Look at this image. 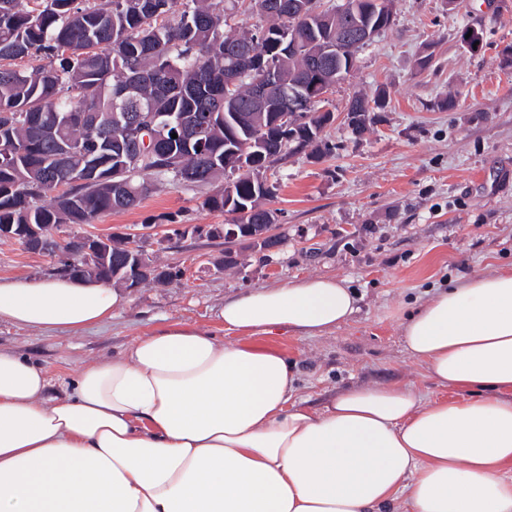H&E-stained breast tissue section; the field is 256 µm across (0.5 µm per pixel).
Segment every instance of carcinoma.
<instances>
[{
    "label": "carcinoma",
    "mask_w": 512,
    "mask_h": 512,
    "mask_svg": "<svg viewBox=\"0 0 512 512\" xmlns=\"http://www.w3.org/2000/svg\"><path fill=\"white\" fill-rule=\"evenodd\" d=\"M0 5V224H90L137 206L164 181L207 185L237 176L202 202L239 214V236L267 230L276 185L242 171L240 160L268 168L313 148L334 121L322 110V71L349 72L356 52L336 53V34L359 22L392 16L391 0H14ZM266 25L228 28L236 4ZM298 38V50L286 42ZM300 98L302 134L293 142L268 128L275 113ZM386 91L355 96L346 112L363 133ZM166 128L144 146L148 117ZM201 119L190 138L178 126ZM151 175L154 181L145 180ZM68 189L55 194L58 185ZM70 243L62 270L102 282L139 278L170 282L179 272L136 268L126 243L114 238L92 271Z\"/></svg>",
    "instance_id": "1"
}]
</instances>
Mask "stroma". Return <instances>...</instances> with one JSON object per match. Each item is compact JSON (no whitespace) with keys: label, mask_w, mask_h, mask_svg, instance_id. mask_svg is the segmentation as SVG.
I'll use <instances>...</instances> for the list:
<instances>
[{"label":"stroma","mask_w":512,"mask_h":512,"mask_svg":"<svg viewBox=\"0 0 512 512\" xmlns=\"http://www.w3.org/2000/svg\"><path fill=\"white\" fill-rule=\"evenodd\" d=\"M393 24L362 51L351 76L328 95L334 155L289 157L271 171L279 184L276 248L233 243L236 266L219 269L215 224L229 212L203 208L206 188L153 190L130 210L79 225L81 233L136 237L157 266L179 271L169 283L125 290L110 321L78 335L40 333L0 322V348L43 365L53 381L126 350L139 336L175 322L224 338L225 300L310 276L352 288L358 310L325 335L256 336L259 350L294 363L299 399L323 407L335 390L408 385L434 398L442 390L405 348L401 325L436 288L512 268V0H393ZM483 37L464 48V28ZM432 54L419 69L418 59ZM390 92L363 134L352 132L354 95ZM454 107L439 108L447 95ZM58 258L0 240V278L56 274Z\"/></svg>","instance_id":"stroma-1"}]
</instances>
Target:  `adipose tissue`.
<instances>
[{
  "label": "adipose tissue",
  "instance_id": "adipose-tissue-1",
  "mask_svg": "<svg viewBox=\"0 0 512 512\" xmlns=\"http://www.w3.org/2000/svg\"><path fill=\"white\" fill-rule=\"evenodd\" d=\"M124 296L69 275L0 279V322L76 334ZM357 297L313 276L225 302L232 342L172 323L50 394L0 349V512H512V270L439 290L407 351L460 397L405 385L294 402L293 362L247 338L319 336Z\"/></svg>",
  "mask_w": 512,
  "mask_h": 512
}]
</instances>
